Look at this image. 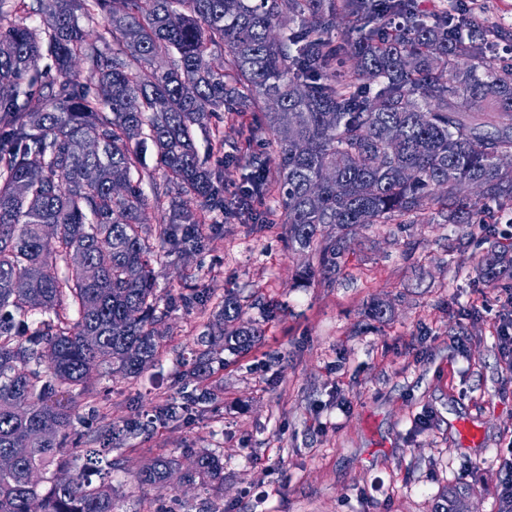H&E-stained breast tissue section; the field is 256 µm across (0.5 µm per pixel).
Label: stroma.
Returning a JSON list of instances; mask_svg holds the SVG:
<instances>
[{"instance_id":"1","label":"stroma","mask_w":512,"mask_h":512,"mask_svg":"<svg viewBox=\"0 0 512 512\" xmlns=\"http://www.w3.org/2000/svg\"><path fill=\"white\" fill-rule=\"evenodd\" d=\"M253 119L220 112L195 131L225 193L246 186L251 170L222 165L224 152L271 151L268 135L248 138ZM255 203L268 224L213 212L198 245L157 267L169 329L158 364L135 380L91 378L98 400L78 428L93 436L182 397L179 373L225 291L264 330L259 345L203 377L210 397L183 420L125 441L112 473L120 512H434L458 485L470 490L469 512H498L512 363L496 336L512 280L485 282L476 267L507 255L512 224H374L355 234L335 278L302 284L308 255L289 247L276 193L264 189ZM195 288L206 302L183 307L179 294ZM258 300L274 314L261 315ZM376 301L388 306L381 322L368 316ZM187 448L223 453V487L134 482L154 457Z\"/></svg>"}]
</instances>
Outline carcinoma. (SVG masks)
Wrapping results in <instances>:
<instances>
[{"mask_svg":"<svg viewBox=\"0 0 512 512\" xmlns=\"http://www.w3.org/2000/svg\"><path fill=\"white\" fill-rule=\"evenodd\" d=\"M35 11L48 30L24 23ZM509 43L507 28L414 0H0V457L14 461L0 469V512L33 501L42 512H117L112 452L181 418L172 401L91 439L75 426L97 396L89 370L136 378L157 362L166 311L154 266L198 242L187 201L225 208L195 127L217 112H261L275 150L271 167L251 157L253 181L277 186L288 244L311 258L299 279L331 277L364 224L429 212L438 224H494L512 212V165L500 161L512 154V63L498 57ZM76 60L93 87L74 77ZM33 91L41 110L28 106ZM148 141L155 170L143 162ZM158 177L178 198L146 231L140 185ZM245 313L224 294L183 386L261 341ZM191 457L185 469L159 457L136 479L224 483L223 455ZM466 498L454 490L435 512H464Z\"/></svg>","mask_w":512,"mask_h":512,"instance_id":"carcinoma-1","label":"carcinoma"}]
</instances>
